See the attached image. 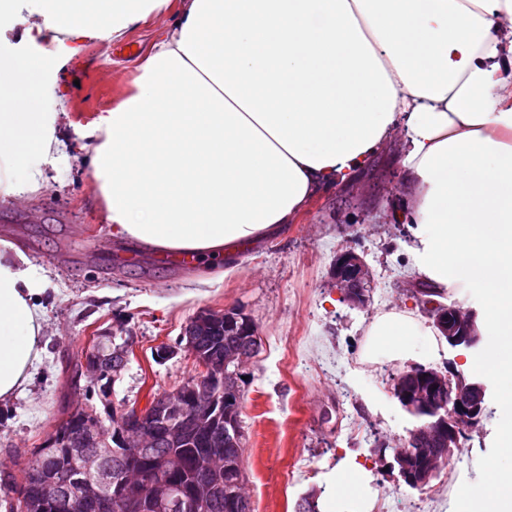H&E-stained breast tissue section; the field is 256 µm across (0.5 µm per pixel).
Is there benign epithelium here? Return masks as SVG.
<instances>
[{"instance_id":"obj_1","label":"benign epithelium","mask_w":512,"mask_h":512,"mask_svg":"<svg viewBox=\"0 0 512 512\" xmlns=\"http://www.w3.org/2000/svg\"><path fill=\"white\" fill-rule=\"evenodd\" d=\"M343 300L352 308L363 309L371 298L373 278L364 257L349 249L336 255L331 267ZM434 326L451 348L476 349L481 341L479 314L475 308L454 303L431 302L423 305ZM224 327L230 336H254L252 321L240 310H202L187 325L182 340L192 357L197 376L171 392L164 401L151 400L134 408H112V443L110 448H70L63 460V470L72 476L76 493V512H112L131 508L137 512H200L203 504L218 491L212 484L186 490L174 482L172 473L179 461L164 464L142 474L132 483L110 460L138 458L154 443L157 432L175 443L201 434H212L224 426V442L234 443L243 434L238 420L224 413V406L239 394L240 371L249 362L243 347L224 350L220 360L211 361L198 346L199 334ZM393 395L409 415L421 421L409 431L404 445L392 451L391 469L411 488H422L436 476L454 449L460 447L465 430L476 428L483 420L488 387L478 379H468L447 365L434 368L412 364L394 378ZM428 441L435 446V456L428 466L416 469L413 445ZM203 466L224 473L238 463L220 452H210Z\"/></svg>"}]
</instances>
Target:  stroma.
I'll list each match as a JSON object with an SVG mask.
<instances>
[{"instance_id":"1","label":"stroma","mask_w":512,"mask_h":512,"mask_svg":"<svg viewBox=\"0 0 512 512\" xmlns=\"http://www.w3.org/2000/svg\"><path fill=\"white\" fill-rule=\"evenodd\" d=\"M173 22L151 20L116 45L84 43L57 73L60 98L43 104L57 113L68 144L44 165L47 186L23 200L0 196V239L20 244L47 277V355L23 392L0 402V500L17 473L16 457H30L65 413L91 407L102 416L176 389L194 374L193 360L181 351L159 361L155 349L177 345L200 310L240 308L260 338L241 385L252 512H295L311 490L330 506L337 469L353 463L363 469L366 512H463L496 454L512 379L489 383V415L467 430L427 488L408 487L380 460L381 449L407 439L414 421L392 393L403 363L366 361L365 332L378 311L422 306L409 227L389 219L413 197L399 140L388 141L350 184L319 190L294 224L255 242L233 265L187 266L113 239L85 162L94 142L83 131L127 96L140 62ZM347 249L364 254L373 275L371 302L361 310L343 301L331 275L336 253ZM92 336L123 337L133 347L106 386L73 376Z\"/></svg>"}]
</instances>
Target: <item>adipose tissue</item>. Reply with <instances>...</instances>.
Segmentation results:
<instances>
[{
	"label": "adipose tissue",
	"mask_w": 512,
	"mask_h": 512,
	"mask_svg": "<svg viewBox=\"0 0 512 512\" xmlns=\"http://www.w3.org/2000/svg\"><path fill=\"white\" fill-rule=\"evenodd\" d=\"M176 11L131 93L87 127L90 165L112 235L161 254L220 259L289 224L322 188L351 182L400 137L416 193L396 220L413 227L418 275L483 299L485 356L465 368L512 378V0H0L27 14L23 53L0 55V190L24 154L58 152L56 86L45 60L79 42H115ZM30 257L0 239V400L27 385L47 348ZM414 313L379 311L368 360L404 362ZM497 458L478 489L483 512H512Z\"/></svg>",
	"instance_id": "ef3b65f1"
}]
</instances>
